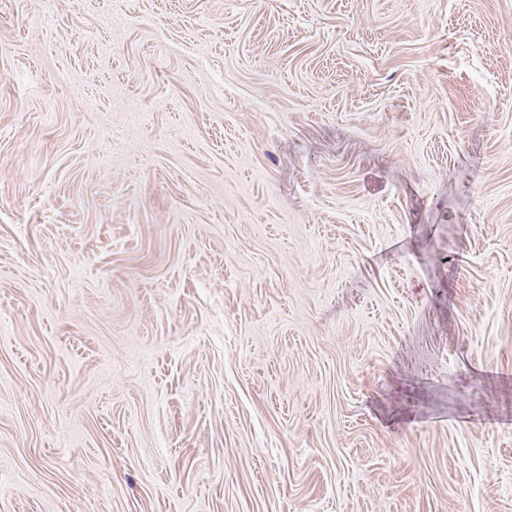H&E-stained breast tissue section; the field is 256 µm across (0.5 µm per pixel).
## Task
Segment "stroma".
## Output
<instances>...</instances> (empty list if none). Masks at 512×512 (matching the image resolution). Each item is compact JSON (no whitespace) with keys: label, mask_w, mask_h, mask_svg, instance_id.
<instances>
[{"label":"stroma","mask_w":512,"mask_h":512,"mask_svg":"<svg viewBox=\"0 0 512 512\" xmlns=\"http://www.w3.org/2000/svg\"><path fill=\"white\" fill-rule=\"evenodd\" d=\"M0 512H512V0H0Z\"/></svg>","instance_id":"1"}]
</instances>
